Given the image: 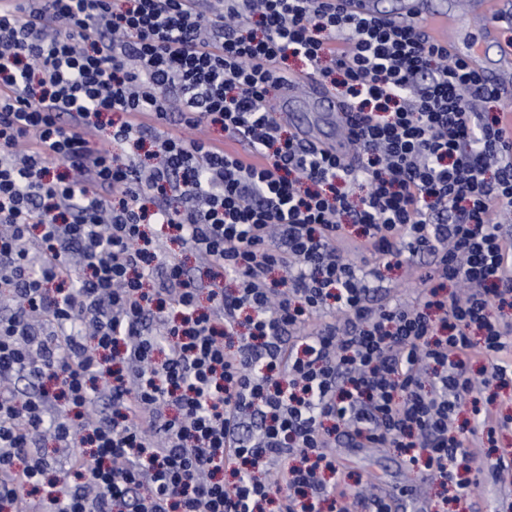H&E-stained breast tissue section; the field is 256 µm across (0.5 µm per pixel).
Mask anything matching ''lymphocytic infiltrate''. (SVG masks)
I'll return each mask as SVG.
<instances>
[{
    "label": "lymphocytic infiltrate",
    "instance_id": "obj_1",
    "mask_svg": "<svg viewBox=\"0 0 512 512\" xmlns=\"http://www.w3.org/2000/svg\"><path fill=\"white\" fill-rule=\"evenodd\" d=\"M293 57L356 162L277 120ZM500 102L336 0H0V512H393L343 438L468 501L505 426L489 397L459 420L470 366L512 378ZM394 266L413 301L375 298Z\"/></svg>",
    "mask_w": 512,
    "mask_h": 512
}]
</instances>
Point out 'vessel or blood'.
<instances>
[{"instance_id":"vessel-or-blood-1","label":"vessel or blood","mask_w":512,"mask_h":512,"mask_svg":"<svg viewBox=\"0 0 512 512\" xmlns=\"http://www.w3.org/2000/svg\"><path fill=\"white\" fill-rule=\"evenodd\" d=\"M343 7L363 16L385 17L398 24L416 25L429 41L447 43L451 55L464 58L474 69L488 72V84L502 95L506 130L512 134V44L499 43L500 67L491 72L479 51L465 53L456 42L447 41L445 32L456 27L458 19L451 11L432 7L430 0H398L391 11L385 10L381 0H345ZM467 8L469 13L485 18V37L497 38L501 23L512 13V0H467ZM305 81L308 95L303 101L294 95L293 85L283 86L276 103L277 118L294 125L303 141L345 154L350 134L345 106L334 102L316 77L306 76ZM302 108L307 109L309 117L300 122L296 114Z\"/></svg>"}]
</instances>
